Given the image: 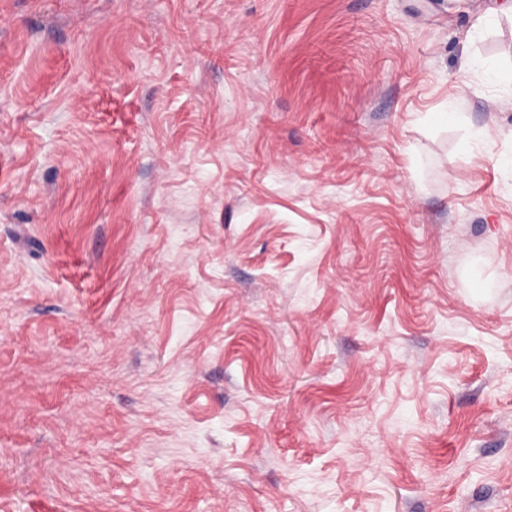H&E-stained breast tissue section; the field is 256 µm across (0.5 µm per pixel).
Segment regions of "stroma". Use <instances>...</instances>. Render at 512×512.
<instances>
[{
    "label": "stroma",
    "mask_w": 512,
    "mask_h": 512,
    "mask_svg": "<svg viewBox=\"0 0 512 512\" xmlns=\"http://www.w3.org/2000/svg\"><path fill=\"white\" fill-rule=\"evenodd\" d=\"M500 2L0 0V512H512Z\"/></svg>",
    "instance_id": "obj_1"
}]
</instances>
